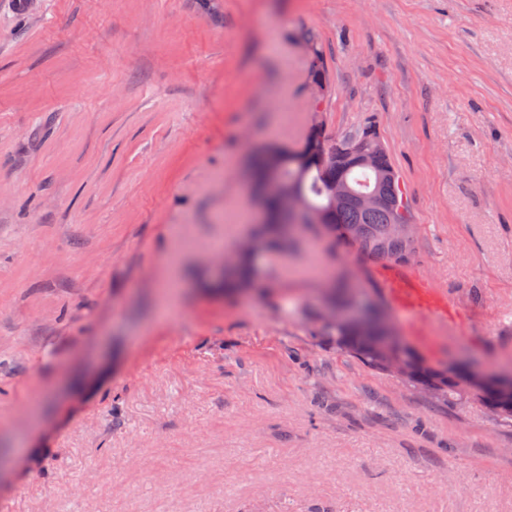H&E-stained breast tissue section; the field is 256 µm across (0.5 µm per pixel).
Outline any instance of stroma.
<instances>
[{
    "mask_svg": "<svg viewBox=\"0 0 512 512\" xmlns=\"http://www.w3.org/2000/svg\"><path fill=\"white\" fill-rule=\"evenodd\" d=\"M368 123L415 257L308 234L225 295L250 153ZM329 276L512 363V0H0V512H512V427L316 337Z\"/></svg>",
    "mask_w": 512,
    "mask_h": 512,
    "instance_id": "1",
    "label": "stroma"
}]
</instances>
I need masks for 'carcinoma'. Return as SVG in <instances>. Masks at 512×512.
<instances>
[{"mask_svg":"<svg viewBox=\"0 0 512 512\" xmlns=\"http://www.w3.org/2000/svg\"><path fill=\"white\" fill-rule=\"evenodd\" d=\"M333 142L326 139L323 156L309 159L298 165L295 158L286 156L280 163L282 181H299V189L306 209L288 213L277 201L268 205V222L260 225L255 233L267 252L281 250L293 244L307 231H322L333 243L353 249L365 260H385L397 264L408 262L415 254L414 239H398L387 231L394 216L409 223L404 192L399 179L378 180V173L394 169L388 151L378 154L375 167L365 170L349 162L336 159ZM347 180L358 189L374 188L387 199L397 202L398 211L387 207L364 211L351 201L341 207L329 205L325 187L338 180ZM320 210L324 223L310 224L309 210ZM257 278L256 258L246 254L235 269L224 275L219 284L224 291L233 292L252 283ZM319 334L336 342V347L350 353L367 368L378 373H387L390 363L400 359L406 366L404 386L414 391H426L436 405H454L461 402H476L493 410L500 422L512 424V393L500 390L496 380L475 390L470 386L467 372L462 369L440 370L424 363L403 341H386L376 333L352 327H342L320 322Z\"/></svg>","mask_w":512,"mask_h":512,"instance_id":"cac0c4a2","label":"carcinoma"}]
</instances>
